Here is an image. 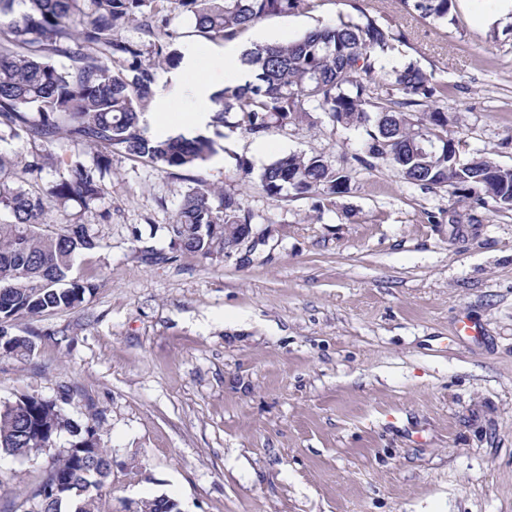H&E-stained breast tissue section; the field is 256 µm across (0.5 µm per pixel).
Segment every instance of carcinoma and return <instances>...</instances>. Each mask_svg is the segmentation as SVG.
I'll return each instance as SVG.
<instances>
[{
  "instance_id": "cac0c4a2",
  "label": "carcinoma",
  "mask_w": 512,
  "mask_h": 512,
  "mask_svg": "<svg viewBox=\"0 0 512 512\" xmlns=\"http://www.w3.org/2000/svg\"><path fill=\"white\" fill-rule=\"evenodd\" d=\"M455 0H398L423 20H449ZM311 0H0V143L67 142L75 158L68 175L39 191L44 159L29 161L0 148V356L25 358L36 348V330L12 331L32 319L74 309L96 284L73 275L80 254L98 246L81 216L107 194L104 178L112 154L144 159L173 175L208 162L215 141L205 135L159 139L144 120L158 75L179 66L183 55L170 30V14L189 13L195 31L232 41L262 19L302 12ZM337 17L323 28L245 53L253 80L229 84L212 97L213 122L261 136L273 127L316 124L323 112L333 127L364 130L363 153L372 167L388 163L405 182L445 189L483 207L512 211V167L471 154L458 118L434 107L448 97L412 59L391 60L408 43L406 31L367 9ZM136 24L148 37L123 36ZM57 58L67 66L54 63ZM93 150L80 159V150ZM171 223L162 226L173 249L208 257L239 249L241 225L252 223L238 197L192 178ZM258 187L284 200L318 193L324 199L349 190L343 169L322 155L290 152L265 165ZM61 401L22 394L0 403V454L30 459L70 436L41 482L26 495L27 512H112L102 488L112 481V453L101 444L103 417L81 423ZM125 512H179L165 494L121 501Z\"/></svg>"
}]
</instances>
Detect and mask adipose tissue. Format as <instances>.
I'll use <instances>...</instances> for the list:
<instances>
[{"label":"adipose tissue","mask_w":512,"mask_h":512,"mask_svg":"<svg viewBox=\"0 0 512 512\" xmlns=\"http://www.w3.org/2000/svg\"><path fill=\"white\" fill-rule=\"evenodd\" d=\"M218 77L242 84L250 80L251 71L238 53L219 54L202 44L188 47L179 70L170 76L185 108L180 112L156 113L154 127L157 134H165L174 126L204 123L214 108L210 91Z\"/></svg>","instance_id":"adipose-tissue-1"}]
</instances>
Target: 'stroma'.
Segmentation results:
<instances>
[{
	"label": "stroma",
	"instance_id": "1",
	"mask_svg": "<svg viewBox=\"0 0 512 512\" xmlns=\"http://www.w3.org/2000/svg\"><path fill=\"white\" fill-rule=\"evenodd\" d=\"M404 25L409 55L451 89L469 152L512 167V0H456L455 23L396 0H312L218 50L296 39L358 2ZM497 40H490V27ZM363 131L226 130L190 170L239 193L265 244L232 257L168 252L188 180L112 157L98 247L75 273L97 293L17 329L41 335L0 358V403L74 391L66 412L105 416L115 467L104 499L165 494L181 512H512V212L404 183L354 159ZM290 152L345 161L348 193L276 201L243 185ZM477 335H467L468 327ZM0 456V512H18L54 459ZM134 464L139 476L127 475Z\"/></svg>",
	"mask_w": 512,
	"mask_h": 512
}]
</instances>
